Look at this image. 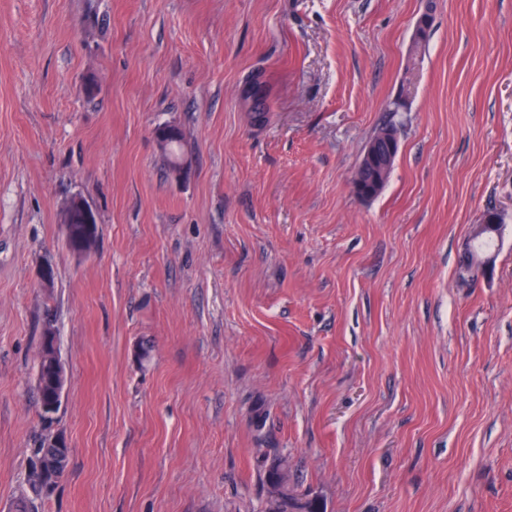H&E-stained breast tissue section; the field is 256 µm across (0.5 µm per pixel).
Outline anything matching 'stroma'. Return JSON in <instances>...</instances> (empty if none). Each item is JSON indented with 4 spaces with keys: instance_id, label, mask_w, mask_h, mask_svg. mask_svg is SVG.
<instances>
[{
    "instance_id": "stroma-1",
    "label": "stroma",
    "mask_w": 512,
    "mask_h": 512,
    "mask_svg": "<svg viewBox=\"0 0 512 512\" xmlns=\"http://www.w3.org/2000/svg\"><path fill=\"white\" fill-rule=\"evenodd\" d=\"M49 322L34 512H263L274 454L324 512H512V0H0V512ZM392 126L394 127L396 133L392 131L389 127L383 126ZM382 127V128H381ZM381 129H377L378 132L373 140L367 147L365 152V156L361 164L357 167L354 174V189L362 198H371L375 193V188L378 187L381 181L385 179L391 163L394 157L397 154V129L392 124L382 125ZM371 166V173L373 177H376L378 174H381V179L375 178L373 183H369V185L361 191V181L360 176L361 172L365 171L368 166ZM52 339L53 336H51V333H47L38 354V361H44L49 366V371L55 388L54 394L50 400L52 384L49 378V373H46L43 384L38 387L41 409L49 402L48 406L45 408V410L48 411L45 417L46 420L55 418V415L59 411L62 405L64 388L67 382L63 365ZM50 442L56 446H59L62 442L66 445L64 438L59 435H56V434L51 435ZM50 442H49V434H46L39 439L37 447L33 448V450H32V453L34 456V461H33V467H32V472H31V481L34 486H37L40 489H45V490H50L58 482V480L64 475V473L67 469V466H68V463H67L66 466L63 467L58 472L57 477L50 483H44V482H41L40 480L34 479L32 477V476L36 475L37 470H39L43 467L44 456L47 453H49L51 450ZM66 447H67V445H66Z\"/></svg>"
}]
</instances>
